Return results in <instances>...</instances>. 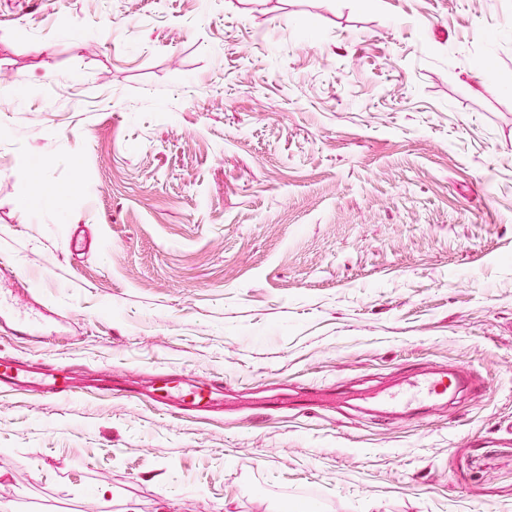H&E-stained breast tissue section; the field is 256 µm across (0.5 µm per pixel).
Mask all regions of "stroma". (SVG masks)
<instances>
[{"label":"stroma","instance_id":"1","mask_svg":"<svg viewBox=\"0 0 512 512\" xmlns=\"http://www.w3.org/2000/svg\"><path fill=\"white\" fill-rule=\"evenodd\" d=\"M0 355V512H512V0H0ZM27 361L23 356L0 357V383L3 388H10L15 382H23L29 378ZM151 398L154 402L169 405L171 401L179 404L178 409L195 414L209 412L214 404L213 388L206 383H188L182 372L170 370L157 380L152 387ZM467 383L461 374L447 377L442 373H421L398 389L383 392L379 404L391 413L408 411L416 403H435L442 400L451 386L459 388Z\"/></svg>","mask_w":512,"mask_h":512}]
</instances>
